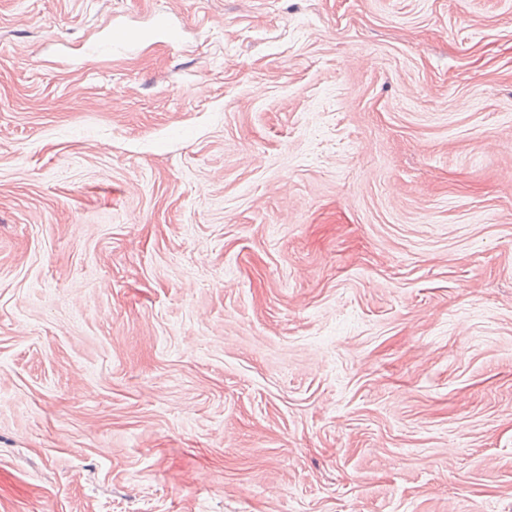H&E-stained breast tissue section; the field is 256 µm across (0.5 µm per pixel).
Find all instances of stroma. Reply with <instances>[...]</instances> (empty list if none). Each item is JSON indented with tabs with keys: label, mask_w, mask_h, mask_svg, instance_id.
Wrapping results in <instances>:
<instances>
[{
	"label": "stroma",
	"mask_w": 512,
	"mask_h": 512,
	"mask_svg": "<svg viewBox=\"0 0 512 512\" xmlns=\"http://www.w3.org/2000/svg\"><path fill=\"white\" fill-rule=\"evenodd\" d=\"M0 512H512V0H0Z\"/></svg>",
	"instance_id": "stroma-1"
}]
</instances>
